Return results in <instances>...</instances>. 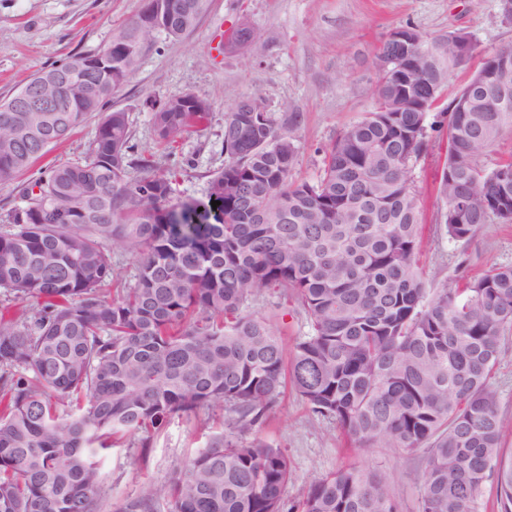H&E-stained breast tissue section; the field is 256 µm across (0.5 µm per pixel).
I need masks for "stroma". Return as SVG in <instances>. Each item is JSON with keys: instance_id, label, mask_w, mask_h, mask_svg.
I'll use <instances>...</instances> for the list:
<instances>
[{"instance_id": "35a3bbf8", "label": "stroma", "mask_w": 512, "mask_h": 512, "mask_svg": "<svg viewBox=\"0 0 512 512\" xmlns=\"http://www.w3.org/2000/svg\"><path fill=\"white\" fill-rule=\"evenodd\" d=\"M144 0H0V100L7 99L37 71L77 53L102 49L113 32L132 19ZM259 39L227 44L241 17ZM410 25L430 38L467 34L480 51L512 46V22L500 0H209L197 28L179 39L158 33L146 47L140 68L112 96L111 108L127 113L137 152L171 160L178 171L177 200L201 199L211 174L224 165V112L234 96L262 98L274 113L297 112L296 180L316 177L323 152L373 106L378 78L376 52L394 29ZM183 93L211 105L202 131L179 143L166 157L146 102ZM438 112L429 120L426 150L413 162L422 233L419 266L430 287L454 288L502 265H512V224H491L469 242L443 235L444 201L438 186L448 153L446 128ZM101 122L92 115L72 137L52 146L29 169L0 182V223L21 207L20 189L56 165L84 160ZM267 320L285 350L307 335L309 319L295 296L269 291L250 305ZM225 411L201 406L172 417L152 433L149 446L128 436L100 458L105 477V512H123L146 486L166 483L185 467L207 439L225 429ZM288 457L292 477L283 498L288 505L306 496L319 476L351 466L385 471L401 512H417L423 450L358 447L336 423L313 412L293 387H285L253 429Z\"/></svg>"}]
</instances>
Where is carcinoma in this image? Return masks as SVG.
<instances>
[{"mask_svg":"<svg viewBox=\"0 0 512 512\" xmlns=\"http://www.w3.org/2000/svg\"><path fill=\"white\" fill-rule=\"evenodd\" d=\"M207 5L145 0L104 48L45 69L68 112L36 125L4 111L15 96L1 101L0 182L103 111L154 34L193 31ZM405 30L406 48L389 38L378 48L377 59L398 63L381 68L374 109L330 144L312 180L292 175L299 115L237 97L204 200H173L176 171L135 154L119 109L85 160L20 189L24 206L0 226V288L34 304L0 320V512H104L99 453L200 405L225 408L227 431L126 512H153L161 499L172 512H286L288 457L245 435L288 383L363 448L426 449L418 512H481L489 481L498 512H512L509 419L493 384L512 326V266L448 290L428 287L417 261L411 163L461 66L463 33ZM257 37L244 16L231 44ZM94 57L103 66L85 68ZM147 106L171 150L210 112L192 93ZM443 113L441 223L467 242L512 223V155L484 162L512 128V48L486 55ZM114 249L136 259L134 284ZM270 288L296 291L310 320L289 359L274 328L247 312ZM299 512L400 510L387 473L353 467L315 480Z\"/></svg>","mask_w":512,"mask_h":512,"instance_id":"1","label":"carcinoma"}]
</instances>
